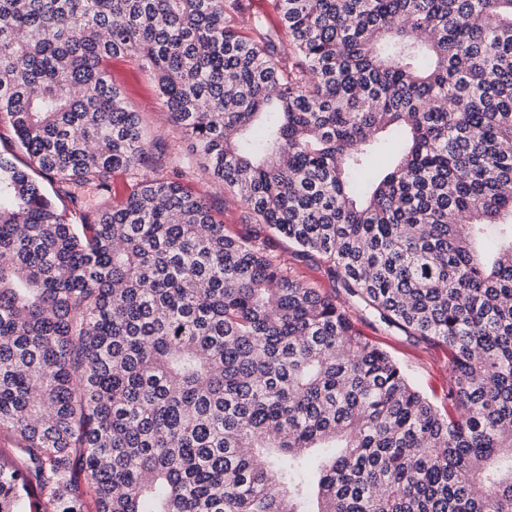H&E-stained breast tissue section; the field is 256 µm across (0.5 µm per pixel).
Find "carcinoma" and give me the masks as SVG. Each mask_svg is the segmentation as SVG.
<instances>
[{
    "label": "carcinoma",
    "mask_w": 512,
    "mask_h": 512,
    "mask_svg": "<svg viewBox=\"0 0 512 512\" xmlns=\"http://www.w3.org/2000/svg\"><path fill=\"white\" fill-rule=\"evenodd\" d=\"M276 8L286 45L224 0H0L38 172L0 154V512H512V0ZM118 56L334 292L150 152ZM370 318L446 353L443 404ZM294 268L299 277L323 291L332 292L336 287L331 280L323 273V270L315 265L307 264L301 261H294Z\"/></svg>",
    "instance_id": "carcinoma-1"
}]
</instances>
